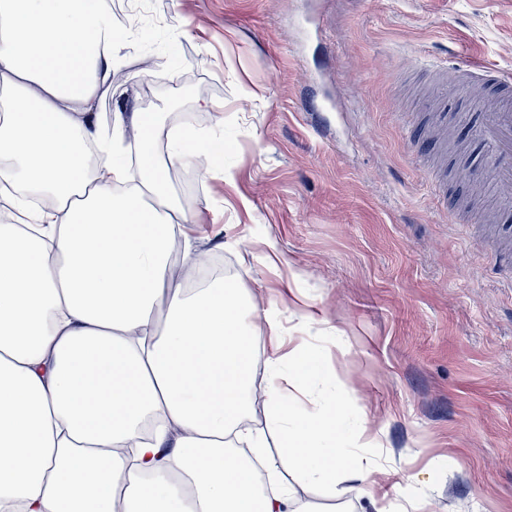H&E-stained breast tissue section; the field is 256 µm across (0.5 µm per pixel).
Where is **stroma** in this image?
Returning a JSON list of instances; mask_svg holds the SVG:
<instances>
[{
	"label": "stroma",
	"mask_w": 512,
	"mask_h": 512,
	"mask_svg": "<svg viewBox=\"0 0 512 512\" xmlns=\"http://www.w3.org/2000/svg\"><path fill=\"white\" fill-rule=\"evenodd\" d=\"M133 32L94 109L142 112L224 138V169L167 173L198 210L195 247L245 291L264 287L291 335L329 359L327 385L376 437L427 512H512V205L478 178V115L435 74L469 61L512 72V0H114ZM213 107H198V94ZM448 105L446 146L415 163L411 135ZM448 197H440L439 188ZM467 209L448 221L449 205ZM272 239L284 276L250 260ZM295 498L374 512L296 478Z\"/></svg>",
	"instance_id": "1"
}]
</instances>
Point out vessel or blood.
Here are the masks:
<instances>
[{
	"label": "vessel or blood",
	"mask_w": 512,
	"mask_h": 512,
	"mask_svg": "<svg viewBox=\"0 0 512 512\" xmlns=\"http://www.w3.org/2000/svg\"><path fill=\"white\" fill-rule=\"evenodd\" d=\"M451 83L456 95L469 100L480 112L479 137L488 145L493 158L492 186L499 203L512 204V75L497 67L470 63L455 69ZM497 89L505 104L485 108L482 99L474 97V85Z\"/></svg>",
	"instance_id": "vessel-or-blood-1"
}]
</instances>
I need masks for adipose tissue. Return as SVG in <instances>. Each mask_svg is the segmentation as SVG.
Returning <instances> with one entry per match:
<instances>
[{
    "label": "adipose tissue",
    "instance_id": "ef3b65f1",
    "mask_svg": "<svg viewBox=\"0 0 512 512\" xmlns=\"http://www.w3.org/2000/svg\"><path fill=\"white\" fill-rule=\"evenodd\" d=\"M131 39L101 0H0V512H314L280 470L329 489L400 485L360 464L375 437L336 393L313 394L324 353L285 348L280 312L224 281L185 287L171 254L199 258L196 213L164 166L210 171L214 140L189 128L92 108ZM141 133L139 177L120 160ZM267 361L264 422L239 432L254 400L258 335ZM301 399L289 398V390ZM255 456L280 449L258 488Z\"/></svg>",
    "mask_w": 512,
    "mask_h": 512
}]
</instances>
